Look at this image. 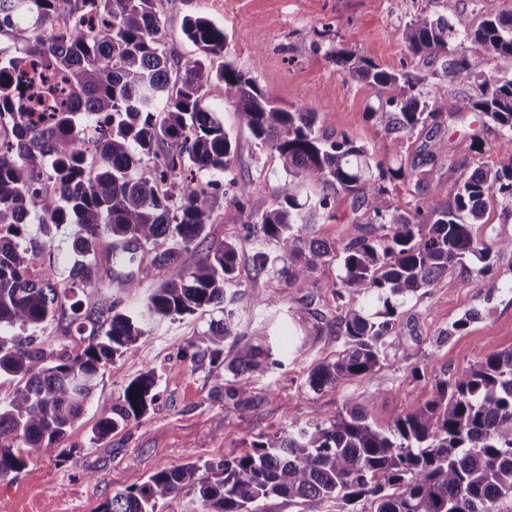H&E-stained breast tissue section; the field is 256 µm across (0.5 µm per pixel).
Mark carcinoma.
<instances>
[{
	"mask_svg": "<svg viewBox=\"0 0 512 512\" xmlns=\"http://www.w3.org/2000/svg\"><path fill=\"white\" fill-rule=\"evenodd\" d=\"M157 0H0V377L21 385L0 398V480L16 476L27 456L14 448L54 453L81 416L107 363L134 351L156 325L224 303V286L236 270L237 248L209 247L193 267L161 280L137 310L109 305L80 321L91 324L88 344L72 355L39 335L56 320L68 294L93 288L104 276L119 295L135 294L134 274L110 277L100 260L110 238L125 247L121 262L145 275L170 269L206 233L213 215L197 174L229 172L234 144L224 123L206 104L224 87L239 125L278 154L288 178L257 221L246 222L247 205L233 196L223 223L244 225L247 235L275 240L281 252L253 254L258 274L272 273L297 288L311 285L319 265L340 260L346 288L377 295L383 310L369 314L346 307L336 333L348 348L319 367L311 384L364 377L380 364L384 337L397 325L398 301L432 286L472 255L512 251V236L489 241L474 231L490 201L512 219V169L479 167L463 182L453 203L422 202L413 212L392 206L383 181L406 178L343 135L316 131V116L281 107L250 72L219 61L224 29L206 16L184 25L199 57L172 73L174 60L158 38ZM453 28L442 17H415L399 39L414 56L448 53ZM467 36L481 53L462 56L454 72L481 80L472 107L501 130V147L512 151V79L486 64L512 57V15L489 13ZM336 63L359 80L385 88L410 84L405 73L384 70L352 50L332 52ZM38 62L50 102L24 111L22 66ZM381 121L394 146L419 126L437 119L432 97L402 93L389 100ZM448 159L431 139L418 165ZM321 187L315 197L306 190ZM345 193L365 209V223L348 230L339 246L311 236L308 215L328 209L330 196ZM44 233L69 228L74 262L69 280L52 268L29 272L31 240L24 226ZM230 324L220 321L200 341L214 358L223 353ZM256 341L240 342L234 359L241 379L229 392L249 393L247 373L280 361ZM156 374L148 370L124 388L119 402L101 411L95 436L103 439L129 419L143 417L157 398ZM377 394L346 405L328 421L290 433L261 435L224 461L187 463L146 478L135 477L112 494L99 512H159L158 505L184 489L203 512H263L260 503L279 496L334 501L337 512H512V349L492 352L453 379L438 380L431 396L385 430L369 414Z\"/></svg>",
	"mask_w": 512,
	"mask_h": 512,
	"instance_id": "obj_1",
	"label": "carcinoma"
}]
</instances>
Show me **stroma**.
<instances>
[{"mask_svg": "<svg viewBox=\"0 0 512 512\" xmlns=\"http://www.w3.org/2000/svg\"><path fill=\"white\" fill-rule=\"evenodd\" d=\"M158 11L161 44L172 59L196 58L183 25L187 17L206 15L224 29V62L252 72L280 105L315 113L321 131L349 136L375 159L412 167L411 175L388 185L399 210H413L425 187L431 190L432 204L448 206L477 166L512 168V151L500 149L498 128L472 107L481 95L479 81L460 79L449 66L461 56L479 53L467 30L488 13L512 14V0H158ZM419 14L441 16L452 25L446 57L427 60L401 46L400 29ZM340 48L408 74L413 93H434L437 128H418L392 147L379 117L388 108L391 89L366 84L337 66L331 53ZM212 97L236 144L229 171L233 192L246 201L250 214H262L286 177L282 163L240 127L223 89H214ZM432 135L443 141L454 164L413 168ZM471 140L478 151L463 152L462 144ZM361 220L351 197L339 194L332 197L327 214L316 218L313 231L337 244ZM27 230L45 264L54 266L59 278H67L73 264L68 236L47 238L34 224ZM224 241L237 246L238 260L222 307L164 321L134 352L108 363L57 452L29 454L24 470L0 481V505L6 512H97L133 476L146 477L190 461H222L258 436L332 419L344 405L363 403L372 393L379 400L369 420L384 429L395 416L415 411L435 380L453 378L489 353L512 349V252L495 251L485 259H468V284H461L452 269L434 286L404 300L398 307V327L387 337L381 362L371 374L312 387L314 370L335 361L346 348L333 326L339 311L362 306L374 312L380 303L367 291L343 289V271L335 261L315 270L314 285L305 290L287 286L272 274L255 276V251L275 253L279 246L247 237L240 224L209 225L205 242L182 253L178 268L195 265L209 246ZM158 284V277L150 276L138 294L121 298L105 280L76 290L75 299L85 314L110 303L129 308L141 304ZM256 296L275 297L279 304L270 310L255 307ZM226 317L234 334L225 338L222 357L200 356V333ZM463 318L467 326L456 329ZM259 329L265 330V342L282 364L251 373L249 398L243 401L228 393L236 380L235 351L240 337H252ZM147 370L158 376L157 399L148 413L97 439L102 408L118 402L127 384Z\"/></svg>", "mask_w": 512, "mask_h": 512, "instance_id": "1", "label": "stroma"}]
</instances>
